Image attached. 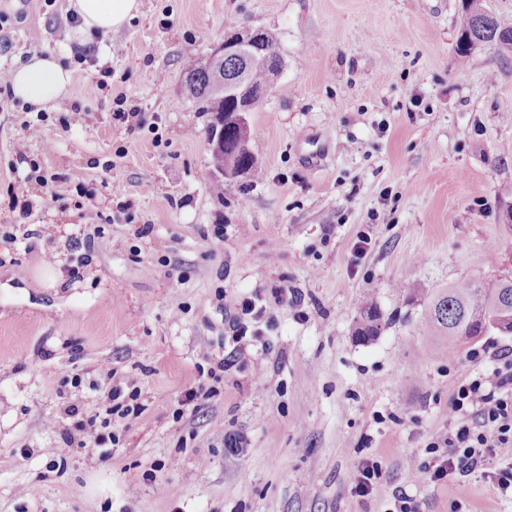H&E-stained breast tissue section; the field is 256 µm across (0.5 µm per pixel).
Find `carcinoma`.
I'll use <instances>...</instances> for the list:
<instances>
[{
  "label": "carcinoma",
  "instance_id": "1",
  "mask_svg": "<svg viewBox=\"0 0 512 512\" xmlns=\"http://www.w3.org/2000/svg\"><path fill=\"white\" fill-rule=\"evenodd\" d=\"M496 43L512 47V25L485 10L482 0H465L457 53L465 56L477 45ZM282 62L273 52L270 59L243 68L235 56L222 61L209 57L189 73L186 86L196 109L208 112L224 125V158L214 163L256 176L257 160L250 148L239 144L238 130L243 117L234 102L237 88L245 83L263 90ZM424 321L450 342L473 339L488 330L512 335V277L489 282L460 281L435 292L424 310ZM386 322L371 301L360 307L357 335L364 339L378 335Z\"/></svg>",
  "mask_w": 512,
  "mask_h": 512
}]
</instances>
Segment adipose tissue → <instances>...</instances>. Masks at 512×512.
Returning a JSON list of instances; mask_svg holds the SVG:
<instances>
[{"instance_id": "adipose-tissue-1", "label": "adipose tissue", "mask_w": 512, "mask_h": 512, "mask_svg": "<svg viewBox=\"0 0 512 512\" xmlns=\"http://www.w3.org/2000/svg\"><path fill=\"white\" fill-rule=\"evenodd\" d=\"M82 31L112 33L124 28L140 11V0H71ZM13 95L37 108L58 104L71 84L68 69L54 55H32L9 73Z\"/></svg>"}]
</instances>
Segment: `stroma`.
<instances>
[{"label":"stroma","instance_id":"stroma-1","mask_svg":"<svg viewBox=\"0 0 512 512\" xmlns=\"http://www.w3.org/2000/svg\"><path fill=\"white\" fill-rule=\"evenodd\" d=\"M462 7L141 0L121 31L85 36L70 0L40 15L0 0V512H387L401 490L419 512H512L484 477L417 476L453 426L458 385L512 349L495 331L451 345L423 321L437 289L512 276L500 195L512 49L458 55ZM230 18L269 32L283 68L247 116L263 180L228 178L217 195L212 117L185 80ZM87 46L91 66L75 60ZM35 53L71 70L82 126L17 104L9 72ZM118 95L156 129L115 125ZM33 123L44 133L26 164L13 145ZM90 210L105 223L86 224ZM275 288L298 291L303 318L276 306V328L225 367L219 395L181 407L212 355L233 349L225 311ZM367 299L391 322L364 341ZM104 368L135 382L146 410L91 464L46 425L71 397L96 411ZM229 431L241 453L225 448ZM367 458L380 490L362 497L351 479Z\"/></svg>","mask_w":512,"mask_h":512}]
</instances>
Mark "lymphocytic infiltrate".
<instances>
[{"mask_svg":"<svg viewBox=\"0 0 512 512\" xmlns=\"http://www.w3.org/2000/svg\"><path fill=\"white\" fill-rule=\"evenodd\" d=\"M270 305L256 294L243 298L236 307L228 321L235 357H242L244 345L260 340L264 328L272 327ZM103 408L105 416L100 419L85 415L79 402H69L64 420L51 421L48 428L60 436L65 447L76 445L87 449L89 459L108 460L114 442L108 430L110 417L134 420L144 408L126 401L117 386L108 388ZM448 413L455 426L430 445L432 458L419 465V474L441 482L478 473L490 479L501 494L512 493V460L494 467L488 464L494 449L512 447V352L491 354L486 369L458 386Z\"/></svg>","mask_w":512,"mask_h":512,"instance_id":"lymphocytic-infiltrate-1","label":"lymphocytic infiltrate"}]
</instances>
